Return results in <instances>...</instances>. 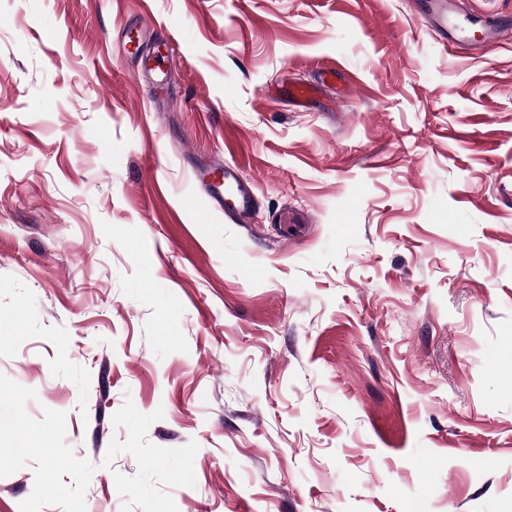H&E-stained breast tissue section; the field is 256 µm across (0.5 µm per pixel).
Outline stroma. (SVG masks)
<instances>
[{"label": "stroma", "mask_w": 512, "mask_h": 512, "mask_svg": "<svg viewBox=\"0 0 512 512\" xmlns=\"http://www.w3.org/2000/svg\"><path fill=\"white\" fill-rule=\"evenodd\" d=\"M131 24L172 40L162 99ZM336 63L337 106L274 92ZM1 401L0 512H512V36L0 0ZM194 178L207 187L211 202L221 208L224 207L225 216L237 224L250 222L256 196L244 181L240 164L224 163L223 169L202 165L194 172Z\"/></svg>", "instance_id": "stroma-1"}]
</instances>
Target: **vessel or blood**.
<instances>
[{
    "label": "vessel or blood",
    "mask_w": 512,
    "mask_h": 512,
    "mask_svg": "<svg viewBox=\"0 0 512 512\" xmlns=\"http://www.w3.org/2000/svg\"><path fill=\"white\" fill-rule=\"evenodd\" d=\"M417 9L430 21L442 40L454 46L469 44L470 34L476 32L487 41L505 33L501 16L497 13L469 14L463 24L452 27L448 24L447 0H419ZM323 83L339 84L347 88L353 85L345 69L338 65L323 70L320 84ZM320 84L290 83L282 86L280 93L294 106L303 109L317 95ZM194 177L205 185L210 201L223 207L225 216L239 224L250 222L256 196L244 181L240 164L228 163L221 169L202 165L196 169Z\"/></svg>",
    "instance_id": "b4317fda"
}]
</instances>
